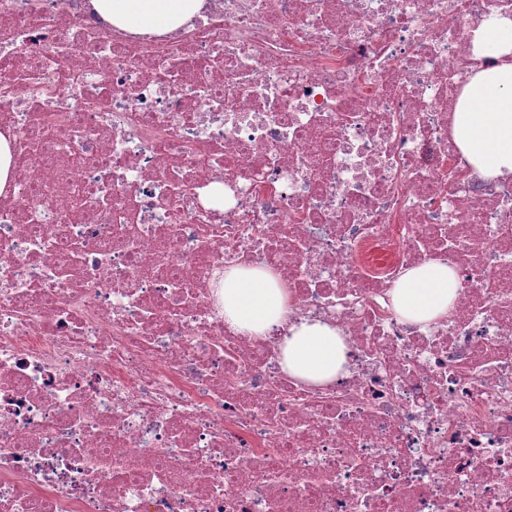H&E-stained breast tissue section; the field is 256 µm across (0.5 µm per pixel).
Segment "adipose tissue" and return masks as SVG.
I'll return each mask as SVG.
<instances>
[{"instance_id":"adipose-tissue-1","label":"adipose tissue","mask_w":512,"mask_h":512,"mask_svg":"<svg viewBox=\"0 0 512 512\" xmlns=\"http://www.w3.org/2000/svg\"><path fill=\"white\" fill-rule=\"evenodd\" d=\"M91 5L118 28L172 33L201 17L204 0H91ZM474 42L496 64L466 83L453 117L454 141L481 176H512V19L482 22ZM458 289L454 270L430 261L408 269L391 289L390 301L402 319L430 324L447 316ZM221 297L224 321L235 332L257 336L286 327L279 364L290 377L321 386L349 372L340 330L315 317L289 320L290 296L270 271L226 269Z\"/></svg>"}]
</instances>
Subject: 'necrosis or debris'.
I'll use <instances>...</instances> for the list:
<instances>
[{"label":"necrosis or debris","instance_id":"4bbe7bcc","mask_svg":"<svg viewBox=\"0 0 512 512\" xmlns=\"http://www.w3.org/2000/svg\"><path fill=\"white\" fill-rule=\"evenodd\" d=\"M497 17L207 0L157 35L0 0V512H512V178L452 137ZM429 260L459 291L421 326L389 292ZM235 265L336 324L350 374L231 330Z\"/></svg>","mask_w":512,"mask_h":512}]
</instances>
